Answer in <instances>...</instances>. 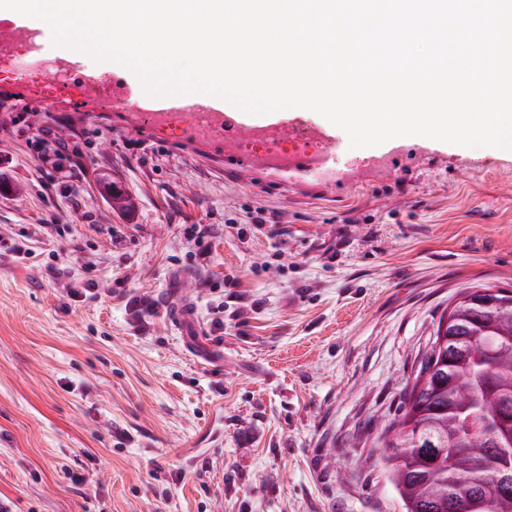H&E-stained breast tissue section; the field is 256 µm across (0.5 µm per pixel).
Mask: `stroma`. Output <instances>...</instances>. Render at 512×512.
I'll list each match as a JSON object with an SVG mask.
<instances>
[{
  "instance_id": "1",
  "label": "stroma",
  "mask_w": 512,
  "mask_h": 512,
  "mask_svg": "<svg viewBox=\"0 0 512 512\" xmlns=\"http://www.w3.org/2000/svg\"><path fill=\"white\" fill-rule=\"evenodd\" d=\"M275 117L333 135L353 177L237 168L219 137L0 82L12 512H402L383 449L352 437L397 414L459 288L512 289V149H353L314 111Z\"/></svg>"
}]
</instances>
